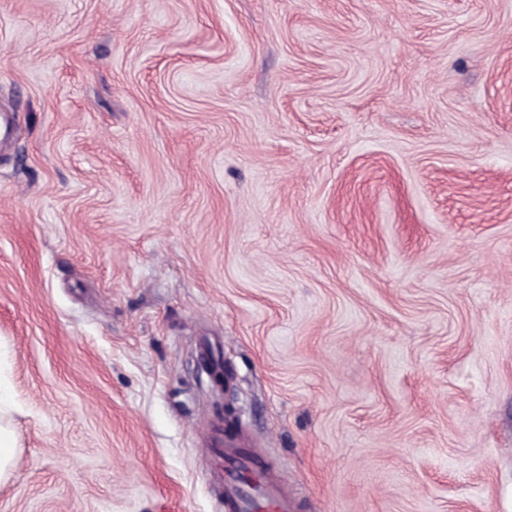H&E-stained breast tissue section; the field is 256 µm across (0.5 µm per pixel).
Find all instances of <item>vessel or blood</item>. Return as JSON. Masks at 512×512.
<instances>
[{
  "mask_svg": "<svg viewBox=\"0 0 512 512\" xmlns=\"http://www.w3.org/2000/svg\"><path fill=\"white\" fill-rule=\"evenodd\" d=\"M207 442L221 462L216 489L223 498L224 512H243L254 493L262 502L260 512H293L287 489L237 439L225 437L221 426L216 425Z\"/></svg>",
  "mask_w": 512,
  "mask_h": 512,
  "instance_id": "1",
  "label": "vessel or blood"
}]
</instances>
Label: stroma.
I'll return each mask as SVG.
<instances>
[{"label":"stroma","mask_w":512,"mask_h":512,"mask_svg":"<svg viewBox=\"0 0 512 512\" xmlns=\"http://www.w3.org/2000/svg\"><path fill=\"white\" fill-rule=\"evenodd\" d=\"M0 112V512H512V0H0ZM17 448L12 431L2 425L0 421V480L6 479L10 475L13 461L16 457ZM213 455L221 462L216 490L223 498L224 512H244L246 500L258 490L262 508L259 512H293L288 490L265 465L234 438H224L221 424L207 436Z\"/></svg>","instance_id":"stroma-1"}]
</instances>
